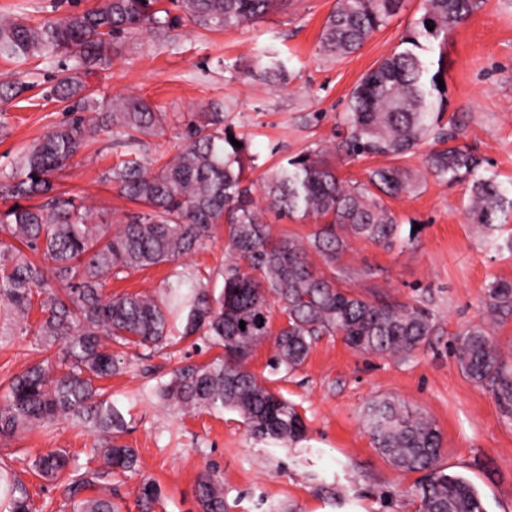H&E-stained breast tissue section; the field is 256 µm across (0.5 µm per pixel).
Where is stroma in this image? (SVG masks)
<instances>
[{"instance_id":"obj_1","label":"stroma","mask_w":512,"mask_h":512,"mask_svg":"<svg viewBox=\"0 0 512 512\" xmlns=\"http://www.w3.org/2000/svg\"><path fill=\"white\" fill-rule=\"evenodd\" d=\"M97 2L0 0V18L37 22ZM421 3L405 0L359 51L337 59L319 52L336 0H284L264 18L224 31L186 23L163 36L142 32L119 40L109 64L86 82L101 99L138 95L168 113L164 134L145 140L144 156L151 162L179 151L191 114L226 104L224 122L254 155L250 177L259 185L288 157L326 144L363 74L414 29ZM441 51L446 114L457 121L458 141L489 161L512 197V0H480ZM271 54L289 72L277 87L251 75ZM60 68L57 60L0 59V83L17 79L28 85L0 107V169H10L18 151L64 120L62 103L47 95ZM114 160L107 135H100L58 179L60 189L91 206L92 222L108 226L131 207L102 179ZM468 197V183L426 177L417 191L388 202L403 224L420 225L412 246L388 250L353 238L336 264L337 278L362 297L430 311L432 334L414 354H363L342 336L325 335L301 366L287 371L270 366L273 340L253 350L248 369L293 403L305 421V437L295 444L252 438L236 411H188L158 397V386L178 367L219 355L204 338L190 336L148 356L114 346L121 366L108 385L125 421L122 441L139 456L137 471L112 477L119 512H199L194 485L207 469L224 481V512H417L419 474L395 470L364 425L370 403L383 398L422 409L441 433L439 469L466 478L487 512H512V416L461 372L452 354L456 334L485 315V284L512 281V252L490 249L467 223ZM223 265L219 237L179 262L109 279L104 293L164 297L178 288L179 273L188 268L208 278L216 299L224 289ZM41 358L32 334L0 316V386ZM96 440L95 432L62 418L46 430L0 438V466L19 469L20 448L32 456L63 450L83 465ZM146 479L161 488L159 499L148 505L140 500Z\"/></svg>"}]
</instances>
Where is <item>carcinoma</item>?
Returning a JSON list of instances; mask_svg holds the SVG:
<instances>
[{
	"mask_svg": "<svg viewBox=\"0 0 512 512\" xmlns=\"http://www.w3.org/2000/svg\"><path fill=\"white\" fill-rule=\"evenodd\" d=\"M282 0H103L60 19L32 22L0 20V57L52 60L61 54L73 65L59 71L50 93L66 103L68 118L35 144L20 151L10 171H0V308L26 316L38 306L42 318L33 330L35 349L55 350L12 378L0 395V437L34 426L47 428L67 418L95 431L97 466H80L62 452L34 458L22 454L24 471L61 482L64 502L76 512H118L109 497L83 493L108 482L115 472L135 470L134 449L119 442L122 416L112 394L100 382L119 372L112 344L155 349L172 342V308L187 311L183 336H204L224 354L204 363L179 367L159 389V397L187 409L237 410L260 440L281 444L304 437L306 426L295 405L265 386L246 369L254 346L275 335L274 368L302 365L313 342L341 335L356 351L409 356L431 334V314L416 305L368 300L339 287L309 260L316 252L333 269L347 239L388 249L412 244L385 198L414 190L418 178L406 167L369 170L364 182L342 181L316 147L288 159L262 188L266 206L255 204L246 172L254 157L247 145L234 146L215 105L187 123L177 156L154 171L144 166L142 137L164 132L168 113L138 96L104 104L73 75L109 62L116 40L140 31L165 34L184 22L207 31L253 23ZM479 0H422L423 14L414 33L363 75L351 93L335 150L350 158L402 159L421 144L441 145L424 157L425 172L446 182L469 184L467 221L477 225L486 245L512 252V234L504 235L499 214L512 210V197L488 174L486 160L467 145H457L455 119L442 124L448 89L439 87L443 58L436 71L426 53L464 23ZM403 0H336L320 37V50L344 57L358 50L402 7ZM433 30H428V26ZM271 84L288 79L284 61L271 56L260 68ZM27 89L0 83V104ZM107 133L125 148V158L108 168L103 181L133 203L117 231L90 221L87 208L57 191L55 174L97 137ZM314 216L323 221L308 242L274 239L264 214ZM224 223V291L215 301L208 283L195 271L180 273L185 292L175 304L142 293L103 296L108 277L128 275L175 263L211 240ZM42 255L50 265L30 255ZM486 312L512 310V281L485 286ZM286 322L272 333V307ZM245 328H240V322ZM453 355L476 386L489 390L512 411V365L501 357L485 322L458 334ZM365 426L377 450L397 470L421 472L416 486L419 512H486L477 490L463 477L438 469L440 432L420 411L395 399L374 401ZM201 512H224V483L212 471L196 480ZM4 512H35L27 484L13 472L0 481Z\"/></svg>",
	"mask_w": 512,
	"mask_h": 512,
	"instance_id": "1",
	"label": "carcinoma"
}]
</instances>
